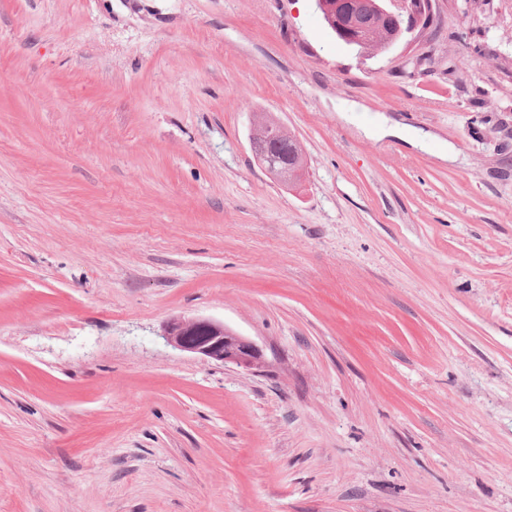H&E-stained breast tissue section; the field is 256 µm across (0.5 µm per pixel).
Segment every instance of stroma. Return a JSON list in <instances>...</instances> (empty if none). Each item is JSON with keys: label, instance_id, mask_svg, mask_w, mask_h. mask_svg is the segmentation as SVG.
<instances>
[{"label": "stroma", "instance_id": "obj_1", "mask_svg": "<svg viewBox=\"0 0 512 512\" xmlns=\"http://www.w3.org/2000/svg\"><path fill=\"white\" fill-rule=\"evenodd\" d=\"M436 10L361 57L314 0H0V512H512V0ZM203 336L189 337L192 331ZM166 340L174 348L203 360L233 364L247 370L262 365L261 349L249 338L224 325L223 321L203 317L172 319L166 327Z\"/></svg>", "mask_w": 512, "mask_h": 512}]
</instances>
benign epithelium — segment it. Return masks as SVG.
<instances>
[{"label":"benign epithelium","mask_w":512,"mask_h":512,"mask_svg":"<svg viewBox=\"0 0 512 512\" xmlns=\"http://www.w3.org/2000/svg\"><path fill=\"white\" fill-rule=\"evenodd\" d=\"M315 2L336 38L359 56L375 55L403 42L412 45L421 41L428 31L426 22L435 18L432 0H380L376 9L398 31V40L382 49L365 42L359 33L356 0ZM276 147L274 140L251 145L256 161L263 168L274 164ZM166 340L182 352L224 365L252 370L263 363L262 351L256 343L212 318H175L166 327Z\"/></svg>","instance_id":"7a95c632"}]
</instances>
